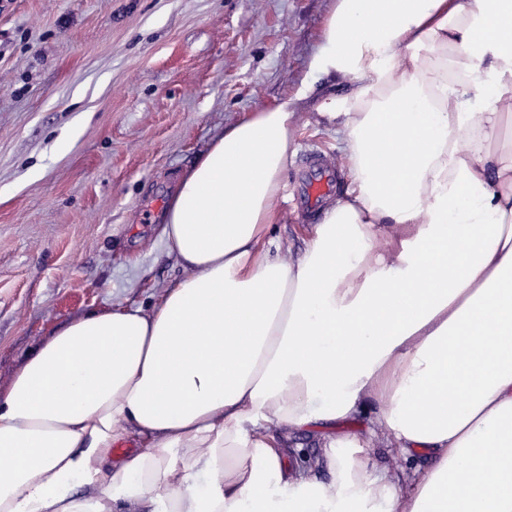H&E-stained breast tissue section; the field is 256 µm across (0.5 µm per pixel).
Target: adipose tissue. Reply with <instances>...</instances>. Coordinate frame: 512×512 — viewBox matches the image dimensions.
Listing matches in <instances>:
<instances>
[{"instance_id":"obj_1","label":"adipose tissue","mask_w":512,"mask_h":512,"mask_svg":"<svg viewBox=\"0 0 512 512\" xmlns=\"http://www.w3.org/2000/svg\"><path fill=\"white\" fill-rule=\"evenodd\" d=\"M309 70L351 84L313 108L351 180L305 249L264 242L303 88L180 176L159 305L75 317L0 391V512H512V0H336ZM370 419L371 415L366 413L336 421V424L332 427H307L295 434L294 444L301 448V454H311L317 449L318 438L321 434H330L337 440H343L353 435H361L368 430ZM425 465L426 460L420 454L413 453L407 458H393L387 454L385 448H376L371 455L369 469L380 470L386 467H401L411 470L417 466L424 467Z\"/></svg>"}]
</instances>
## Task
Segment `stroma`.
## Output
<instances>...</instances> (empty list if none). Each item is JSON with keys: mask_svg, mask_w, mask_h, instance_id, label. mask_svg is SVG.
Here are the masks:
<instances>
[{"mask_svg": "<svg viewBox=\"0 0 512 512\" xmlns=\"http://www.w3.org/2000/svg\"><path fill=\"white\" fill-rule=\"evenodd\" d=\"M334 0H0V387L78 314L150 307L181 272L161 238L179 176L244 112L305 86ZM271 252L305 246L304 184L339 173L297 124ZM370 414L311 426L365 433Z\"/></svg>", "mask_w": 512, "mask_h": 512, "instance_id": "obj_1", "label": "stroma"}]
</instances>
